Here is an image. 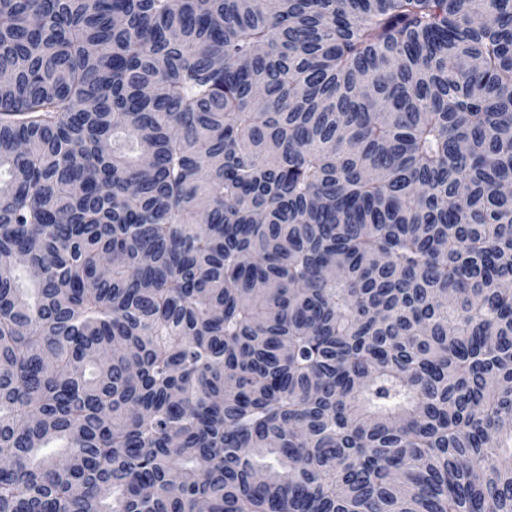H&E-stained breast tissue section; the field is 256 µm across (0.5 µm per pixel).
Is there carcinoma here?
<instances>
[{"label": "carcinoma", "mask_w": 512, "mask_h": 512, "mask_svg": "<svg viewBox=\"0 0 512 512\" xmlns=\"http://www.w3.org/2000/svg\"><path fill=\"white\" fill-rule=\"evenodd\" d=\"M0 512H512V0H0Z\"/></svg>", "instance_id": "carcinoma-1"}]
</instances>
